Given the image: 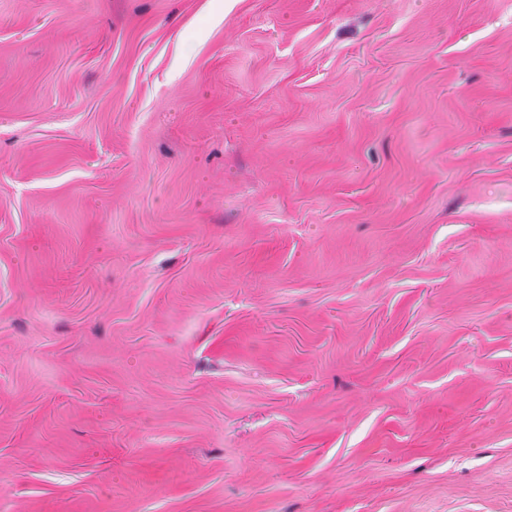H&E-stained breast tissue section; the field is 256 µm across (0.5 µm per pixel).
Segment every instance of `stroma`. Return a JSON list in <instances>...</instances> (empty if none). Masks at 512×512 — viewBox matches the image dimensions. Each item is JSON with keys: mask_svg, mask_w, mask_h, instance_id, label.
Segmentation results:
<instances>
[{"mask_svg": "<svg viewBox=\"0 0 512 512\" xmlns=\"http://www.w3.org/2000/svg\"><path fill=\"white\" fill-rule=\"evenodd\" d=\"M0 512H512V0H0Z\"/></svg>", "mask_w": 512, "mask_h": 512, "instance_id": "stroma-1", "label": "stroma"}]
</instances>
